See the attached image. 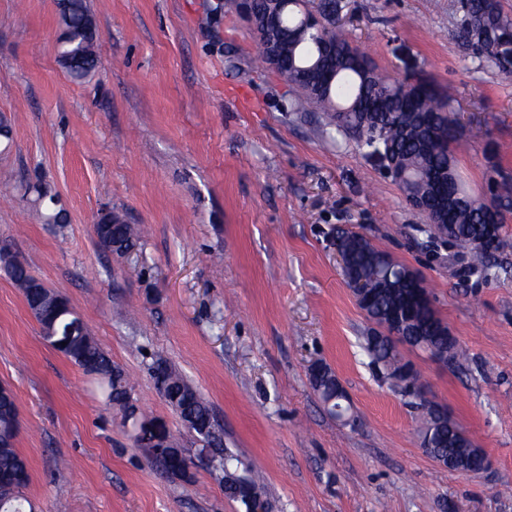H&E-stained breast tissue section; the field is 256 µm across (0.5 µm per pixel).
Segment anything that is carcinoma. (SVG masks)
<instances>
[{
	"label": "carcinoma",
	"instance_id": "1",
	"mask_svg": "<svg viewBox=\"0 0 512 512\" xmlns=\"http://www.w3.org/2000/svg\"><path fill=\"white\" fill-rule=\"evenodd\" d=\"M461 37L472 54L498 69L512 55V49H492L498 34L511 30L512 17L504 13L499 0H461ZM64 27L59 38L58 54L64 68L75 81H81L97 70L98 59L93 46L97 38L96 23L87 0H67L61 14ZM280 25L288 30L304 26L297 4L282 3L278 12ZM281 55L288 70L299 76L296 90L300 93L299 108H317L325 113L327 124L336 127L360 148H371L378 136L390 146L414 181H404L400 189L407 194H422L429 206L441 210L448 225V239L470 249V272L486 275L490 270L488 257L502 244L500 236L489 238L483 215L491 209L501 213L512 210V188L490 178V193L495 200L487 204L466 192L455 170L453 144L459 140L457 121L453 117V96H442L426 82H419L411 94L403 81L379 72L370 58L329 23L323 24L318 39L308 33L300 39H287L281 44ZM33 202L40 207L43 223L63 226L58 219L63 207L53 194L38 187ZM336 237L341 247L350 252L344 276L363 282L368 294L367 311L378 322L385 321L392 310L406 311L410 322L405 325L408 344L434 358L458 362L464 351L457 340L448 335L432 305L429 291H419L418 280L409 276L412 269L396 262L388 253L376 248L364 236L339 230ZM106 250L119 244L127 249L139 243L138 229L132 224H105L97 235ZM26 303L42 326H54L57 336L54 348L84 374H98L108 403L119 408L122 424L134 423L142 416L132 395V386L123 371L94 340L77 313L68 307V300L56 305L38 303L36 297L25 295ZM364 349L371 364L382 371L402 393L408 384L419 380L404 374L413 371L402 361L397 346L381 333L364 337ZM315 391L324 403L345 407L344 392L336 388V375L325 363L315 361ZM158 389L164 391L168 403L177 408L181 420L202 427H215L212 410L200 394L166 360L158 358L152 366ZM424 409L419 430L421 447L432 458L439 459L460 473L482 470L488 465L486 454L471 446L461 427L450 417L436 413L437 405L420 396ZM17 406L14 397L0 398V488L13 489L10 512H26L24 499L18 495L29 481L25 458L15 448ZM218 453L219 466L228 468L247 480L254 490L259 483L252 465L231 451ZM193 462L187 449L175 444L160 459L158 467L178 476L184 466Z\"/></svg>",
	"mask_w": 512,
	"mask_h": 512
}]
</instances>
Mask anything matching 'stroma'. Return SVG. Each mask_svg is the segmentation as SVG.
Masks as SVG:
<instances>
[{"mask_svg":"<svg viewBox=\"0 0 512 512\" xmlns=\"http://www.w3.org/2000/svg\"><path fill=\"white\" fill-rule=\"evenodd\" d=\"M216 0H88L99 67L73 82L57 58L58 0H0V240L70 302L134 385L148 418L193 440L158 391L167 359L207 401L223 447L263 476L273 512H512V211L489 276L435 237L366 150L301 112L287 80L254 60L250 24ZM336 17L378 69L453 92L468 192L512 180V77L478 66L459 0H341ZM40 182L68 214V242L33 217ZM116 210L141 230L133 255L102 249ZM366 237L424 279L467 350L461 366L402 347L426 398L490 460L461 474L428 456L417 412L371 368L336 229ZM326 363L356 423L333 418L309 379ZM0 385L18 408L15 446L34 512H241L224 473L156 470L97 383L43 339L0 267Z\"/></svg>","mask_w":512,"mask_h":512,"instance_id":"1","label":"stroma"}]
</instances>
